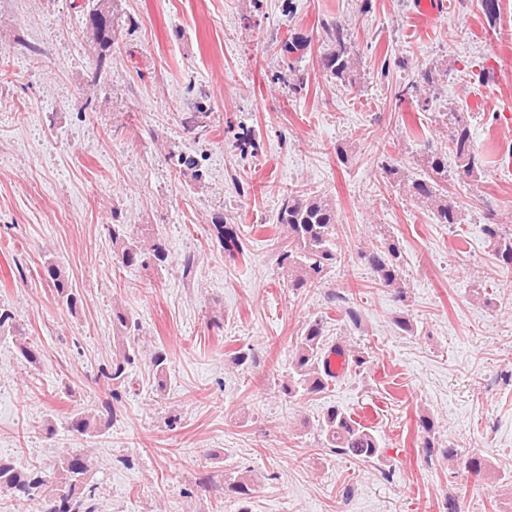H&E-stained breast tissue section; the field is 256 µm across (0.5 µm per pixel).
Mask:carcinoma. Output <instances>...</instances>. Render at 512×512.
Wrapping results in <instances>:
<instances>
[{
	"label": "carcinoma",
	"instance_id": "1",
	"mask_svg": "<svg viewBox=\"0 0 512 512\" xmlns=\"http://www.w3.org/2000/svg\"><path fill=\"white\" fill-rule=\"evenodd\" d=\"M89 13L97 15L98 21L91 22L93 41L101 50L112 47V11L110 0H94ZM327 49L322 53L321 63L334 81L351 84L358 67L357 59L351 53L348 29L339 20L321 23ZM450 134L444 144L429 146L423 155L421 173L410 176L396 166L386 167L398 189L419 206L430 210L438 224H460L464 221L460 203L448 189L453 176L475 179L482 171L463 112H445ZM112 250L119 262L125 266L162 265L167 253L160 239L151 238L146 229L131 236L128 225L118 222V211H112ZM336 208L330 200L310 196L299 191L283 196L276 215V223L288 234L286 245L278 254V266L288 272V286L317 288L326 278L329 269L336 264ZM213 232L224 249L243 252V243L233 231L218 222ZM483 233L493 247L498 265L512 269V230L503 224L490 221L483 225ZM380 246L368 254V263L379 283L395 287L402 280L401 254L398 243L391 231L380 227ZM46 272L52 280L59 297L68 309L76 307L77 297L69 286L57 264L47 263ZM113 324L121 333L118 353L112 363L102 370V375L112 384H121L127 378V369L139 356L135 331L137 325L125 313H113ZM15 343L23 357L30 363L40 362L41 353L22 334L15 335ZM324 351L323 326L314 320L303 327L296 338L295 355L291 362L288 381L282 385V392L293 397L301 392L317 394L328 385L322 370ZM98 419L94 414L74 415L69 428L80 435L97 431ZM318 435L326 448L352 457L374 458L379 446L376 438L353 413L336 406L326 410L316 424ZM89 459L79 448H71L59 459L56 471L48 474L37 468L19 470L9 460L0 457V490L9 492L36 503V512H97L95 488L87 484Z\"/></svg>",
	"mask_w": 512,
	"mask_h": 512
}]
</instances>
